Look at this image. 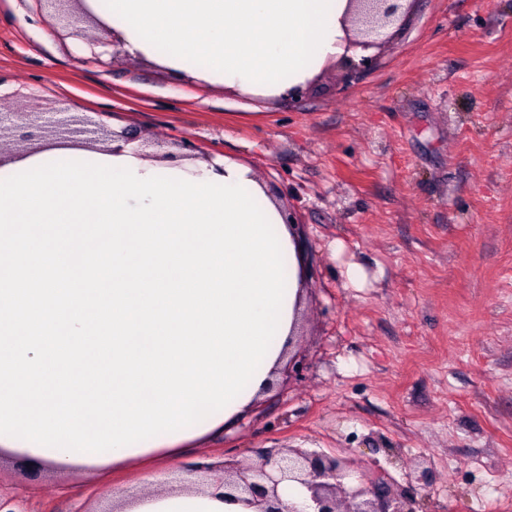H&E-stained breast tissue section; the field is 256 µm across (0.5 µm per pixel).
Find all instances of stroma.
Segmentation results:
<instances>
[{"mask_svg": "<svg viewBox=\"0 0 512 512\" xmlns=\"http://www.w3.org/2000/svg\"><path fill=\"white\" fill-rule=\"evenodd\" d=\"M77 46L41 0H0V110L93 116L150 152L252 167L287 202L306 278L296 365L204 447L152 469L278 448L338 453L417 512H512V0H414L371 70L328 62L303 96L249 95ZM366 276L353 287L349 266ZM94 483L0 463L17 512H101Z\"/></svg>", "mask_w": 512, "mask_h": 512, "instance_id": "35a3bbf8", "label": "stroma"}]
</instances>
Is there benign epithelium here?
Returning <instances> with one entry per match:
<instances>
[{
    "label": "benign epithelium",
    "instance_id": "benign-epithelium-1",
    "mask_svg": "<svg viewBox=\"0 0 512 512\" xmlns=\"http://www.w3.org/2000/svg\"><path fill=\"white\" fill-rule=\"evenodd\" d=\"M350 5L349 46L364 51L386 43L388 30L405 12V0H350ZM26 116L25 112H0V154L15 136L21 142L47 136L67 141L94 133L90 129L92 120L74 117L48 119L19 136V129L30 127ZM355 465L357 462L351 458L322 451L270 450L249 464L205 467L201 484L222 486L224 497L256 507L258 512H416L415 499L382 472L362 473L357 484H348ZM285 480L297 481L310 490L314 510H308L306 505L282 508L278 487Z\"/></svg>",
    "mask_w": 512,
    "mask_h": 512
}]
</instances>
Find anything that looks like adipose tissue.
Listing matches in <instances>:
<instances>
[{"mask_svg": "<svg viewBox=\"0 0 512 512\" xmlns=\"http://www.w3.org/2000/svg\"><path fill=\"white\" fill-rule=\"evenodd\" d=\"M106 22L125 50L157 66L187 74L229 91H253L284 95L313 79L326 64L346 52L343 19L349 0H86ZM187 177L216 176L229 182L244 178L257 191L263 206L275 216L287 246L290 295L282 317L281 336L265 361L257 383L222 415L178 438H164L120 455L74 459L45 454L18 442L0 438V451L24 456L46 468L97 475L132 462L176 455L210 433L223 430L247 412L273 381L295 334V322L303 298L304 278L296 237L280 204L267 193L259 175L248 165L228 156L215 155L186 168ZM120 512H255L254 507L224 496L211 486L198 492L147 489L135 496L115 491Z\"/></svg>", "mask_w": 512, "mask_h": 512, "instance_id": "adipose-tissue-1", "label": "adipose tissue"}]
</instances>
